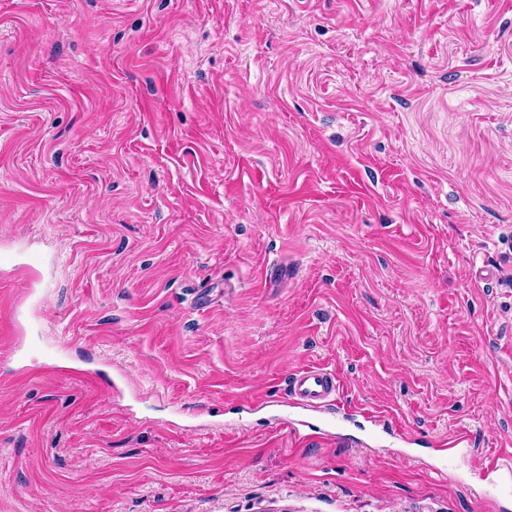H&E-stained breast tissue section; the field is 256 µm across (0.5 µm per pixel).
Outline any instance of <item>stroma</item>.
Returning a JSON list of instances; mask_svg holds the SVG:
<instances>
[{
	"label": "stroma",
	"instance_id": "35a3bbf8",
	"mask_svg": "<svg viewBox=\"0 0 512 512\" xmlns=\"http://www.w3.org/2000/svg\"><path fill=\"white\" fill-rule=\"evenodd\" d=\"M509 446L512 0H0V512H496ZM287 388L289 407L320 410L337 400L341 383L334 373L307 366L291 374ZM482 469L486 476L491 474L509 475V483L505 489H494L492 486L483 493L485 497H490L497 502L499 498L509 497L512 494V451L499 450L495 455L486 457L482 463Z\"/></svg>",
	"mask_w": 512,
	"mask_h": 512
}]
</instances>
